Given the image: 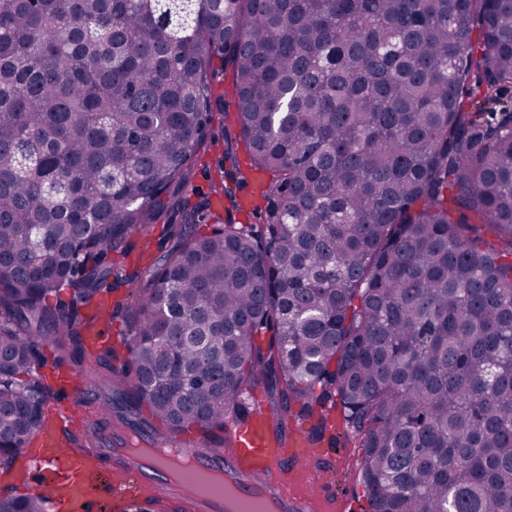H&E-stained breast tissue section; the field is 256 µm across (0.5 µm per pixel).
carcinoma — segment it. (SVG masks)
I'll list each match as a JSON object with an SVG mask.
<instances>
[{
	"mask_svg": "<svg viewBox=\"0 0 512 512\" xmlns=\"http://www.w3.org/2000/svg\"><path fill=\"white\" fill-rule=\"evenodd\" d=\"M217 59L237 129L189 208ZM510 91L512 0H0V469L47 422L49 343L117 429L219 454L260 389L279 441L340 411L362 512H512ZM169 210L164 254L107 260ZM114 275L128 333L92 349Z\"/></svg>",
	"mask_w": 512,
	"mask_h": 512,
	"instance_id": "obj_1",
	"label": "carcinoma"
}]
</instances>
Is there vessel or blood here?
Here are the masks:
<instances>
[{
  "label": "vessel or blood",
  "instance_id": "vessel-or-blood-1",
  "mask_svg": "<svg viewBox=\"0 0 512 512\" xmlns=\"http://www.w3.org/2000/svg\"><path fill=\"white\" fill-rule=\"evenodd\" d=\"M73 392L72 405H59L55 423L41 429L38 450L25 454L29 476L36 478L38 487L49 492L51 512H70L75 504L81 505L84 512H93L98 498L118 503L134 502L150 492L155 495L156 512H185L186 503L170 495L164 487L165 476L157 462L116 458L115 449L123 444V435L107 436L99 450V460L93 462L61 442L59 425L92 420L98 409L91 386H77ZM228 440L230 446L219 460L208 453L194 451L198 471L202 474L219 471L227 475L240 495L250 501L253 512H263L261 492L272 484L284 490L285 503L281 512H308L307 506L313 500L321 503L325 512H333L336 496L330 482L318 480L315 454L298 436L276 442L261 406H254L247 419L230 424ZM286 458L301 470L314 474L312 492L299 495L289 490L287 481L279 475L280 463ZM107 460L111 461L116 474L109 483L102 482L99 476L101 464Z\"/></svg>",
  "mask_w": 512,
  "mask_h": 512
}]
</instances>
